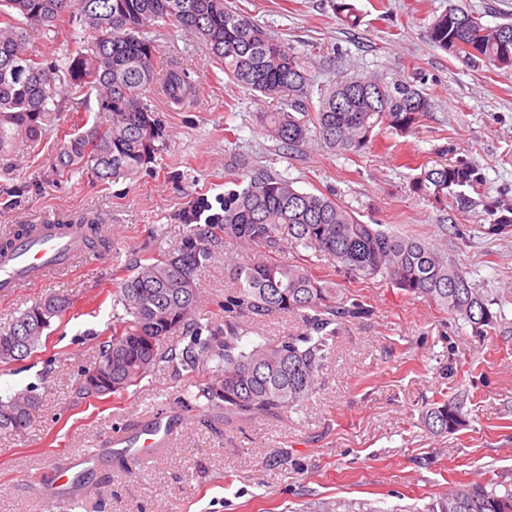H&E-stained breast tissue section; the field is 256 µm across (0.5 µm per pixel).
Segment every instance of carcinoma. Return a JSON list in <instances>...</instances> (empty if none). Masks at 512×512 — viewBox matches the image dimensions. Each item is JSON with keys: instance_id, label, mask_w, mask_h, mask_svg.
Here are the masks:
<instances>
[{"instance_id": "obj_1", "label": "carcinoma", "mask_w": 512, "mask_h": 512, "mask_svg": "<svg viewBox=\"0 0 512 512\" xmlns=\"http://www.w3.org/2000/svg\"><path fill=\"white\" fill-rule=\"evenodd\" d=\"M336 12L346 26H359L353 4L340 0ZM74 15L82 21L74 48L52 61L27 53L28 30L51 31ZM158 21L195 36L230 80L284 101L288 109L265 112L262 122L273 139L291 149L312 140L338 155H357L372 147L379 129L408 132L432 108L428 95L410 81L346 74L315 88L308 56L227 0H0V162L19 144L40 142L49 112L58 111L55 80L64 70L73 84L96 90L97 111L91 120L81 118V127L63 140L54 174L67 177L84 166L102 180L136 174L161 134L158 114L143 101L157 82L156 46L147 30ZM427 36L465 65L483 60L512 70V24L490 29L450 5L433 18ZM159 87L175 101L193 93L174 69ZM476 182L473 165L459 162L424 171L411 188L438 197L451 186ZM235 185L224 191L220 223L188 224L174 248L149 257L136 272L116 271L124 314L112 324L92 376L81 378L76 398L117 397L139 385L154 370L162 341L178 332L188 343L174 358L184 370L207 374L194 394L200 410L218 409L226 418L247 421L278 417L307 399L339 330L370 310L339 298L334 279L277 259L289 247L325 256L349 276L379 275L477 330L496 322L492 300L428 242L366 224L335 199L304 192L260 168L239 174ZM491 208L496 215L491 230H508L512 205ZM223 240L250 247L264 260L229 269L236 288L224 299V329L218 332L198 322L194 312L203 265L213 244ZM65 307V300L47 297L1 329L0 361L29 357ZM273 313L301 317L306 331L243 342L242 318ZM35 406L28 392L0 396V435L25 432ZM422 423L433 433H450L462 425L463 415L455 404L436 402ZM429 512H512V489L460 483Z\"/></svg>"}]
</instances>
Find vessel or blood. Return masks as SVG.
<instances>
[{"label": "vessel or blood", "mask_w": 512, "mask_h": 512, "mask_svg": "<svg viewBox=\"0 0 512 512\" xmlns=\"http://www.w3.org/2000/svg\"><path fill=\"white\" fill-rule=\"evenodd\" d=\"M89 248L83 224H38L30 233L11 237L9 246L0 249V294L13 295L50 274L69 271ZM171 434L169 415L162 411L136 435L113 432L111 444L124 450L129 466L136 468L151 459Z\"/></svg>", "instance_id": "obj_1"}]
</instances>
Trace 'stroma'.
Returning a JSON list of instances; mask_svg holds the SVG:
<instances>
[{
  "instance_id": "35a3bbf8",
  "label": "stroma",
  "mask_w": 512,
  "mask_h": 512,
  "mask_svg": "<svg viewBox=\"0 0 512 512\" xmlns=\"http://www.w3.org/2000/svg\"><path fill=\"white\" fill-rule=\"evenodd\" d=\"M231 2L298 51L312 53L320 43L310 64L318 82L341 72L407 80L430 95L433 110L408 133L384 128L357 156L313 142L291 151L267 135L260 118L283 110V102L230 81L194 37L169 25L154 34L157 70L188 68L195 92L177 104L146 91L162 126L148 164L132 177L101 180L82 169L60 178L52 170L58 144L96 105L94 91L61 75L62 109L41 142L19 145L9 166H0V234L89 216L110 247L63 277L0 296V328L46 294L70 301L36 352L0 363V395L28 389L37 398L26 432L0 436V512H425L459 483L512 485V232L491 233L488 207L512 205V73L485 62L463 65L425 33L451 3L491 28L512 23V0H351L362 16L352 30L338 19L335 0ZM80 29L68 20L49 32L30 30L27 51L62 56ZM457 161L479 169L476 185L449 188L443 201L411 192L423 166ZM244 162L336 198L365 223L442 246L502 315L478 333L382 278L336 274L326 258L288 250L286 260L303 258L316 276L334 275L341 298L370 311L340 330L315 393L279 417L247 424L220 410L198 413L146 467L128 471L100 443L158 407L179 410L200 376L170 362L185 345L174 335L137 390L76 400L79 379L123 312L112 275L177 245L186 203L224 193ZM258 257L238 244L213 247L199 278L201 323L223 327L224 297L234 288L228 267ZM242 324L251 340L305 329L300 317L280 313ZM445 399L459 403L465 425L448 434L426 430L423 413ZM83 453L96 454V462L73 466Z\"/></svg>"
}]
</instances>
